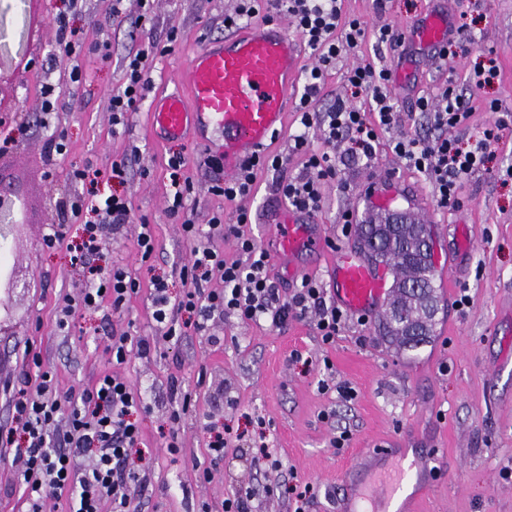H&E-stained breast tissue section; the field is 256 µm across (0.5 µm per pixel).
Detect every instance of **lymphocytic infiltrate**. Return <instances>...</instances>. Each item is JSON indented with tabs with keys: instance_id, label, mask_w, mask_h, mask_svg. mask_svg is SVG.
<instances>
[{
	"instance_id": "lymphocytic-infiltrate-1",
	"label": "lymphocytic infiltrate",
	"mask_w": 512,
	"mask_h": 512,
	"mask_svg": "<svg viewBox=\"0 0 512 512\" xmlns=\"http://www.w3.org/2000/svg\"><path fill=\"white\" fill-rule=\"evenodd\" d=\"M279 18L290 21L313 56L304 72L296 105L297 128L288 139L286 152L263 150L261 159L244 164L230 180L214 179L211 193L228 201L249 197L259 173L273 171L280 175L275 190L289 207L313 214L322 207L325 187L332 184L340 192H349L346 169L372 168L384 143L425 176L439 207L458 208L462 180L488 171L492 145L512 128V117L500 116L498 101L484 105L485 111L496 113V120L480 126L468 141H460L456 131L469 124L474 107L459 91L455 79H448L435 94L418 97L415 103L416 110L427 117L434 137L413 134L406 129L390 93L392 72L378 61L398 42L397 27L384 24L367 29L358 18L344 12L343 0H238L234 11L225 14L224 26L239 30L258 19L270 22ZM368 38L373 41L375 61L349 67L345 95L337 96L327 108H319L327 71ZM56 45L74 58L75 64L67 89L50 87L44 91L41 122L54 128L52 150L63 156L68 151L63 115L75 109L85 79L78 62L84 44L67 18L57 22ZM171 50V45L151 42L128 53L124 81L111 95L113 124H120L146 100L152 88L148 58ZM313 131L319 133L322 149L312 148L309 134ZM385 132L390 135L386 141L381 138ZM292 157L301 160L299 172L282 176L284 165ZM184 163L180 153L168 159L170 193L166 207L191 247L187 262L180 268L183 289L174 296L166 280L156 277L151 281V317L162 339L172 340L191 328L217 345L221 339L210 334V322L230 318L244 323L266 320L280 327L294 319L312 322L322 342L333 343L346 316L328 299L326 288L306 276L291 293L281 294L270 275L269 251L247 231L251 222L247 210H238L230 224L218 211L206 224H198L188 208L194 186L184 174ZM127 171L128 160L124 157L103 170L87 166L72 171L73 180L93 186L90 193L62 203L64 214L80 226L76 262L100 254L107 226L129 223V198L109 188L112 182L125 181ZM214 237L231 241L234 257H225L223 251L212 246L210 240ZM216 279L221 281V288H212ZM141 288V280L124 266H88L83 281L66 295L58 324L69 328L85 313L102 308L121 311ZM150 348L149 340L126 332L113 336L108 348L110 369L101 372L91 386L66 390L60 387L55 372L45 367L41 354L25 348L24 365L33 369L34 380L29 388L13 395V425L0 428V447L13 449V458L20 463L19 483L28 512H49L51 503L61 500L68 512H137L134 491L141 478L129 468L128 460L143 439L136 414L147 411L149 405L141 391L115 375L112 368L125 363L131 352L146 353ZM260 496L287 497L293 512H306L315 488L310 483L266 485L260 489L242 485L222 501V512H253V502Z\"/></svg>"
}]
</instances>
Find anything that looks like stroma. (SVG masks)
<instances>
[{
    "label": "stroma",
    "mask_w": 512,
    "mask_h": 512,
    "mask_svg": "<svg viewBox=\"0 0 512 512\" xmlns=\"http://www.w3.org/2000/svg\"><path fill=\"white\" fill-rule=\"evenodd\" d=\"M234 5V0H155L151 31L145 34L130 21L113 25L109 0H79L74 24L89 47L81 62L86 79L78 109L64 115L69 152L61 158L50 156L53 130L41 125L39 115L42 87L66 84L74 65L55 48L56 18L66 13L68 0H0V53L17 63L11 85L0 93V140L14 141L0 152V173L23 187L28 202L26 222L12 241L10 263L20 287L12 295L11 328L0 334V384L19 383L28 345L40 351L61 387L68 388L91 385L108 369L112 334L126 331L153 339L149 355L132 354L116 369L150 405L141 416L142 466L149 476L137 496L138 512H198L202 502L221 503L244 481L261 487L298 480L317 488L307 512H338L344 469L383 441L436 451L430 461L435 475L417 499L418 512H512V183H502L495 174L512 165V131L494 148L492 172L465 180L460 207L448 211L437 207L422 174L387 147L379 149L377 171H389L430 214L438 296L430 343L396 351L377 335L373 319L350 321L330 345L322 344L312 323L297 320L277 328L264 320L232 318L212 326L222 339L218 345L193 332L176 343L156 339L148 283L161 276L172 293H179V267L190 249L165 210L172 152L186 158V174L194 183L190 204L198 222L218 210L230 222L237 210L248 209L251 233L265 247L272 237L270 221L286 203L275 192L271 172L259 175L255 194L246 199L230 202L212 195L210 175L197 166L202 146L188 137L162 138L145 104L128 114L124 127L113 128L110 94L124 80L123 58L132 45L166 43L174 27L179 36L173 51L150 61V95L180 88L193 54L207 42L223 40L224 14ZM343 6L371 28L384 23L405 28L435 8L433 0H387L382 7L377 0H344ZM448 7L452 15L466 13L482 39L443 68L418 50L399 65L384 56V64L394 69L390 90L401 111L414 112L417 97L435 93L448 76L464 81L482 49L496 57L500 78L473 97L478 102L496 99L503 110L512 109V0H448ZM103 41L110 44L105 60L93 50ZM135 149L140 155L118 190L129 198L137 220L105 231L96 263L127 266L143 289L110 318L89 312L70 329H59L63 298L81 282L83 268L72 264L69 251L78 240L77 227L61 222L57 203L83 190L71 180L72 169H103ZM345 176L352 193L326 187L315 216L327 247L309 256L299 275L273 262L271 275L281 291L290 292L305 274L329 282L337 252L354 249L355 236L342 234L340 215L349 210L356 221L365 220L370 199L360 190L370 175L352 167ZM142 218L157 241L146 263L134 250ZM458 224L470 238L464 258L457 255L453 234ZM52 228L61 230L63 245H46ZM464 292L470 304L461 309L456 302ZM296 352L301 355L297 361L292 358ZM172 376L192 396L176 455L164 439L176 408L168 393ZM340 383L351 388L350 399L339 398L335 387ZM325 411L331 412V421L322 420ZM205 421L228 428L233 437L232 450L208 482L200 481L192 466L193 460L208 458ZM345 429L350 441L345 448H333L332 439ZM259 444L268 449L270 460L254 461L253 448ZM274 459L279 468H271Z\"/></svg>",
    "instance_id": "35a3bbf8"
}]
</instances>
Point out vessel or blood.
<instances>
[{
    "label": "vessel or blood",
    "instance_id": "b4317fda",
    "mask_svg": "<svg viewBox=\"0 0 512 512\" xmlns=\"http://www.w3.org/2000/svg\"><path fill=\"white\" fill-rule=\"evenodd\" d=\"M447 33L448 11L442 8L410 27L405 42L430 50ZM296 78L295 40L280 23L258 22L195 52L183 90L152 101V124L166 138L192 134L204 146L213 133H221L224 175L229 178L285 128ZM374 184L373 209L386 211L401 190L388 174L376 177ZM272 241L276 258L291 264L324 244L313 217L292 211L279 214ZM332 291L341 306L367 318L380 315L389 298L386 278L372 262L349 250L336 258ZM424 468L419 458H412L408 469L384 476L370 495L361 491L353 473H346L341 512H382V505L399 498Z\"/></svg>",
    "mask_w": 512,
    "mask_h": 512
}]
</instances>
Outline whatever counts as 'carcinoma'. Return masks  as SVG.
Segmentation results:
<instances>
[{
  "instance_id": "obj_1",
  "label": "carcinoma",
  "mask_w": 512,
  "mask_h": 512,
  "mask_svg": "<svg viewBox=\"0 0 512 512\" xmlns=\"http://www.w3.org/2000/svg\"><path fill=\"white\" fill-rule=\"evenodd\" d=\"M423 235L431 236V225L396 224L389 231L380 213L356 229L358 248L394 274L393 299L379 316L378 331L398 351L417 349L433 336L436 269L422 249Z\"/></svg>"
}]
</instances>
